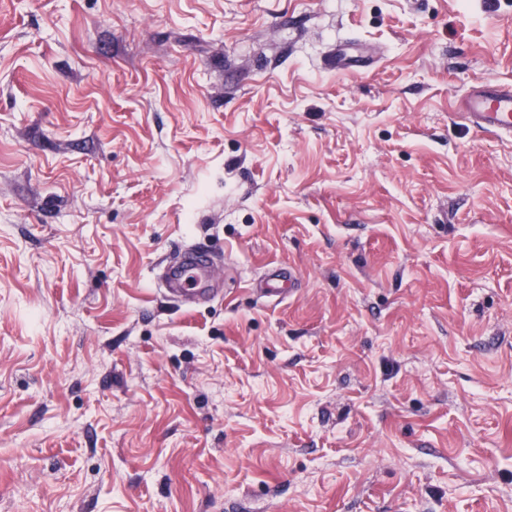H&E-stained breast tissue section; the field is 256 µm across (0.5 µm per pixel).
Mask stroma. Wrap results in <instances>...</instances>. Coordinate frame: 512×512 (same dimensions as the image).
Segmentation results:
<instances>
[{"label": "stroma", "mask_w": 512, "mask_h": 512, "mask_svg": "<svg viewBox=\"0 0 512 512\" xmlns=\"http://www.w3.org/2000/svg\"><path fill=\"white\" fill-rule=\"evenodd\" d=\"M489 81L512 0H0V512H512ZM461 112L483 129L512 134V85L486 84L461 102ZM217 275V266L195 248H188L183 258L169 265L165 273L167 290L173 293L190 292L203 294L207 285ZM297 280L296 271L292 267L273 266L266 273L257 293L262 296H283L287 293L289 295L294 291Z\"/></svg>", "instance_id": "stroma-1"}]
</instances>
